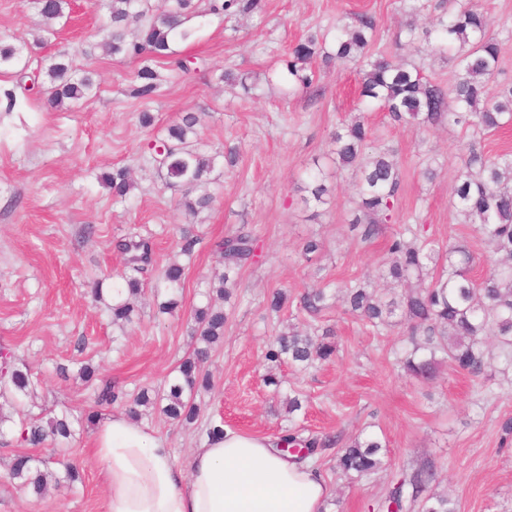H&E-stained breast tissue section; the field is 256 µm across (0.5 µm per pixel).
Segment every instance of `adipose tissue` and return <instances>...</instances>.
Masks as SVG:
<instances>
[{
	"mask_svg": "<svg viewBox=\"0 0 512 512\" xmlns=\"http://www.w3.org/2000/svg\"><path fill=\"white\" fill-rule=\"evenodd\" d=\"M277 438L225 431L178 466L167 444L125 413L97 430L91 452L106 512H321L328 487L312 463Z\"/></svg>",
	"mask_w": 512,
	"mask_h": 512,
	"instance_id": "1",
	"label": "adipose tissue"
}]
</instances>
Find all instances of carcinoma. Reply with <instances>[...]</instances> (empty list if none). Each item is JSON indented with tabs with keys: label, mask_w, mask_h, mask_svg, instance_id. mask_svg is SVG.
Masks as SVG:
<instances>
[{
	"label": "carcinoma",
	"mask_w": 512,
	"mask_h": 512,
	"mask_svg": "<svg viewBox=\"0 0 512 512\" xmlns=\"http://www.w3.org/2000/svg\"><path fill=\"white\" fill-rule=\"evenodd\" d=\"M38 15L49 24L65 17L69 0H33ZM102 23L99 41L84 54L101 49L114 56L139 58V69L132 94L150 99L161 88L160 75L153 63L162 60L176 69L183 63L176 58L173 46L194 36L192 22L208 15L249 16L262 8L261 0H102ZM492 20L487 12L472 6H461L448 13L438 25L421 33L407 28L408 41L434 40L438 48L458 45L453 81L446 86L429 79L420 69L395 64L369 53L376 29L374 17L363 14L353 26L336 22V38L331 49L316 33L300 40L291 51L287 72L272 78L291 86L309 89L314 74L307 73L308 64L321 57L328 65L334 60L356 58L361 62L360 96L390 113L391 118L405 126L422 127L446 120L478 133H489L512 123V88L495 98L487 95V84L495 72L501 52L500 41L491 34ZM27 61L23 48L7 39H0V71H23ZM47 102L56 109H71L93 95L97 89L93 74L77 70L64 53L54 56L44 70ZM198 117L187 112L167 128L164 137L148 144L147 149L157 164L163 185L178 193V207L190 216L209 209L214 201L209 190L211 175L223 164L233 165L236 153H224L203 145L198 138ZM336 170L351 169L358 174V207L352 220L360 229L361 238L377 235L381 225L391 220L398 203L401 169L392 150L372 149L371 129L360 113H353L332 136ZM116 199L127 197L131 182L124 168L112 170L103 177ZM322 170L309 175L301 191L309 193L303 201L328 204L329 188ZM455 207L465 224H476L490 248L489 272L480 279L472 276L474 258L465 245L443 248L424 236V229L407 226L393 236L388 252L392 260L381 270L379 278L399 288L394 298L385 295L369 279L338 286L348 311L366 325L378 329L392 324L400 316L411 325L412 350L403 362L404 369L421 378L432 375L436 356L444 353L457 370L473 378L492 379L486 361L487 339L492 337L506 351L512 363V154L493 159L469 143L454 188ZM199 239L190 229H181L176 241L179 253L190 257ZM130 254L126 269L111 283L112 302L107 307L112 322L128 323L135 312V301L143 292L141 276L153 265V250L144 239H130L119 245ZM214 254L224 271L206 283L207 302L193 315L191 350L180 360L173 374L158 390L143 389L128 401L125 393L110 386L102 389L95 404L119 403L132 418L143 415L145 408H160L170 421L189 425L198 417L194 395L209 389L211 377L206 364L215 346L224 339L227 315L224 308L212 304V297L229 301L239 285V270L257 258L252 232L238 228L216 245ZM184 267L170 263L163 276L162 288L167 299L159 303L163 313L173 312L179 305L177 293L183 285ZM335 294L328 286L310 288L298 298L299 309L312 316L329 307ZM331 335L325 329L322 338L290 330L280 333L269 346L265 359L278 365L288 362L308 366L316 360L327 361L335 346L324 341ZM37 382L31 369L23 363L9 361L0 365V398L16 406V440L26 448H38L47 440L69 441L76 429L96 422L98 413L85 416L63 413L46 420L32 416L26 400L35 397ZM284 443L299 449L295 457L304 460L320 448L336 441L298 432L284 435ZM379 441L356 437L338 452L336 468L342 473L358 476L375 474L383 468ZM6 478L10 483L28 488L40 496L53 485L60 489L79 478L70 464L64 471L51 470L41 458L24 451L16 452L9 464ZM437 473L431 467H420L404 473L389 489L382 506L391 503L399 509L413 507L418 512H456L448 496L433 491Z\"/></svg>",
	"instance_id": "carcinoma-1"
}]
</instances>
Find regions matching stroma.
Returning <instances> with one entry per match:
<instances>
[{"mask_svg":"<svg viewBox=\"0 0 512 512\" xmlns=\"http://www.w3.org/2000/svg\"><path fill=\"white\" fill-rule=\"evenodd\" d=\"M468 2L488 12L501 43L488 83L493 95L512 87V0ZM447 9L448 0H262L260 12L210 17L193 40L177 44V53L194 58L195 68L184 73L157 64L162 86L145 102L132 94L140 60L99 50L84 55L101 23L91 0H70L66 23L45 43L36 40L31 0H0V37L22 44L31 71L64 52L98 83L95 96L72 112L25 95L21 108L0 115V351L40 375L37 405L45 416L92 404L93 390L77 375L83 363L98 369L100 382L131 395L161 386L191 346V310L204 303L206 283L218 267L214 243L245 224L258 257L241 269L237 295L224 306V341L211 354V391L196 396L198 420L175 426L156 410L141 419L167 441L175 462L186 466L207 424L218 420L267 437L291 428L344 443L371 434L387 446L388 468L378 474H342L336 448L316 453L330 488L326 512H370L400 472L424 463L434 466L439 491L458 512H512V439L503 440L500 431L512 418V366L501 349L486 350L494 372L489 382L470 378L442 357L431 378H413L401 368L404 320L375 332L343 303L312 317L294 301L322 282L377 276L389 258L388 239L406 224L424 225L440 245H467L474 277L487 272L483 236L476 225L461 223L452 195L472 131L448 124L413 128L369 112L376 147L397 154L401 185L395 217L365 241L351 226L358 201L353 171L332 179L331 204L304 203L299 190L309 169L326 164L332 132L360 107L359 61L327 66L314 59L313 89L267 81L269 72L285 70L302 36L316 32L330 41L337 23L368 14L377 23L372 53L450 82L454 51L406 41L408 26L428 29ZM227 70L247 74L249 89L221 81ZM145 110L154 117L148 128L139 122ZM185 112L199 115L204 143L238 149L235 166L214 173L215 202L194 220L199 243L188 261L176 248L186 217L145 148ZM120 167L130 169L136 187L117 202L101 177ZM134 234L151 240L155 264L144 278L143 304L131 323L119 327L105 305L92 300L90 288L103 275L124 270L119 245ZM310 237L322 250L309 263L300 249ZM174 261L185 266L181 305L162 314L154 287ZM278 289L293 301L275 314L267 300ZM291 324L331 329V360L306 370L265 360L270 340ZM271 373L276 383H267ZM296 395L302 407L292 413L288 400ZM94 434L91 428L77 433L65 453L49 444L36 451L51 462L76 465L82 478L73 488L39 497L0 478V512H105L106 490L91 455Z\"/></svg>","mask_w":512,"mask_h":512,"instance_id":"obj_1","label":"stroma"}]
</instances>
